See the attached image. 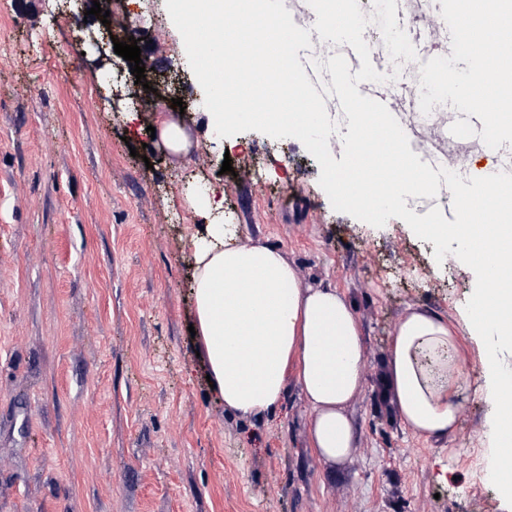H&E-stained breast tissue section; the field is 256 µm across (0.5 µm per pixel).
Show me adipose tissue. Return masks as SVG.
I'll list each match as a JSON object with an SVG mask.
<instances>
[{"label":"adipose tissue","mask_w":512,"mask_h":512,"mask_svg":"<svg viewBox=\"0 0 512 512\" xmlns=\"http://www.w3.org/2000/svg\"><path fill=\"white\" fill-rule=\"evenodd\" d=\"M483 16L482 34L512 41V0H460L458 43L473 38L469 19ZM475 59L461 95L498 100L497 124L512 122V72L506 84L485 81ZM194 329L206 374L230 412L250 418L276 409L295 381L312 410L313 446L329 464L350 458L355 428L348 409L364 381L361 326L336 288L300 287L286 254L243 243L223 222L202 225L194 242ZM385 392L404 424L433 439L448 436L470 390L445 317L413 308L398 324L385 360Z\"/></svg>","instance_id":"ef3b65f1"}]
</instances>
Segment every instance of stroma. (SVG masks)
Instances as JSON below:
<instances>
[{"instance_id":"1","label":"stroma","mask_w":512,"mask_h":512,"mask_svg":"<svg viewBox=\"0 0 512 512\" xmlns=\"http://www.w3.org/2000/svg\"><path fill=\"white\" fill-rule=\"evenodd\" d=\"M109 24L91 15L93 3ZM418 62H470L431 22ZM155 62L145 94L115 42ZM179 82L181 106L161 90ZM197 148L153 143L159 113ZM204 92L165 0H0V512H512L490 480L485 346L468 328L473 271L402 220L333 209L302 142L246 131L212 150ZM233 169L222 172L223 160ZM224 199L240 241L285 252L301 286L336 287L362 328L356 449L325 463L296 385L274 411H227L206 380L193 241ZM447 317L471 377L454 431L427 440L384 395L408 308Z\"/></svg>"}]
</instances>
